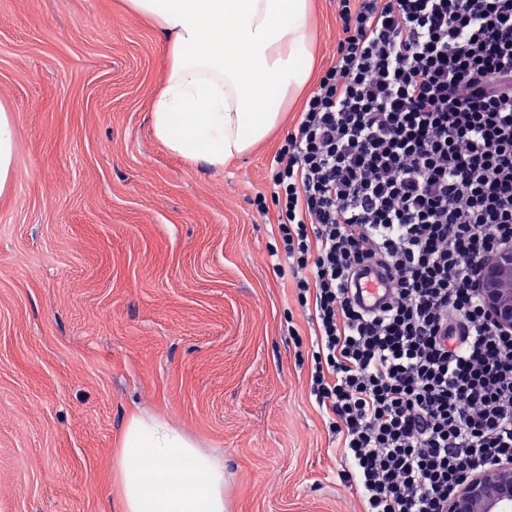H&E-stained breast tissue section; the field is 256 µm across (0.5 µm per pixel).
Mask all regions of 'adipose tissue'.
<instances>
[{
  "label": "adipose tissue",
  "instance_id": "ef3b65f1",
  "mask_svg": "<svg viewBox=\"0 0 512 512\" xmlns=\"http://www.w3.org/2000/svg\"><path fill=\"white\" fill-rule=\"evenodd\" d=\"M165 47L152 131L219 169L263 142L315 67L314 0H123ZM15 119L0 102V198L16 178ZM121 512H226L224 458L166 418L129 415L115 455Z\"/></svg>",
  "mask_w": 512,
  "mask_h": 512
}]
</instances>
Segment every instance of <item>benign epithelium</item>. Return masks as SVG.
<instances>
[{
	"instance_id": "benign-epithelium-1",
	"label": "benign epithelium",
	"mask_w": 512,
	"mask_h": 512,
	"mask_svg": "<svg viewBox=\"0 0 512 512\" xmlns=\"http://www.w3.org/2000/svg\"><path fill=\"white\" fill-rule=\"evenodd\" d=\"M482 298L492 318L512 329V247L483 264ZM512 512V464L474 475L448 500V512Z\"/></svg>"
}]
</instances>
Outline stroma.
Segmentation results:
<instances>
[{
    "mask_svg": "<svg viewBox=\"0 0 512 512\" xmlns=\"http://www.w3.org/2000/svg\"><path fill=\"white\" fill-rule=\"evenodd\" d=\"M316 5L317 69L336 0ZM164 46L120 0H0V512H120L126 418L164 416L224 457L229 512H362L309 398L311 330L271 252L270 142L221 169L152 134ZM14 127L13 112L0 101V198L8 195L16 178Z\"/></svg>",
    "mask_w": 512,
    "mask_h": 512,
    "instance_id": "1",
    "label": "stroma"
}]
</instances>
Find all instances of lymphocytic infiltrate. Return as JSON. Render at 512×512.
I'll use <instances>...</instances> for the list:
<instances>
[{
    "mask_svg": "<svg viewBox=\"0 0 512 512\" xmlns=\"http://www.w3.org/2000/svg\"><path fill=\"white\" fill-rule=\"evenodd\" d=\"M336 61L271 162L310 397L364 512H447L512 463V331L481 261L512 243V0H336ZM387 267L379 311L358 269Z\"/></svg>",
    "mask_w": 512,
    "mask_h": 512,
    "instance_id": "f902f5d3",
    "label": "lymphocytic infiltrate"
}]
</instances>
